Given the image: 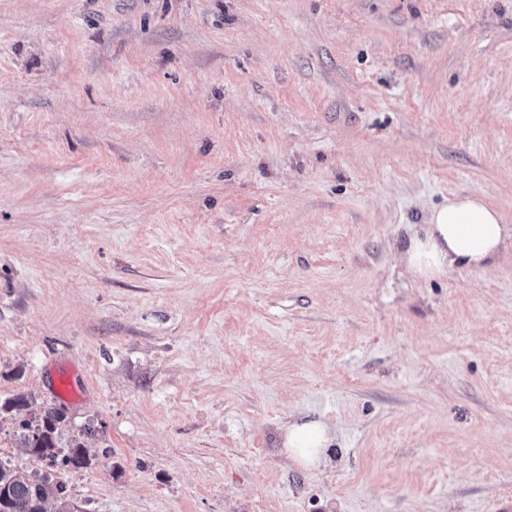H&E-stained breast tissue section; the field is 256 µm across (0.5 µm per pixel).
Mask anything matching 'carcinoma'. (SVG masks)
I'll return each mask as SVG.
<instances>
[{"label":"carcinoma","mask_w":512,"mask_h":512,"mask_svg":"<svg viewBox=\"0 0 512 512\" xmlns=\"http://www.w3.org/2000/svg\"><path fill=\"white\" fill-rule=\"evenodd\" d=\"M65 422L62 409L49 407L35 419H23L19 428L25 448L38 460L60 462L73 469L85 468L89 464L86 449L76 441L67 449L58 446L59 429ZM0 499L4 500L7 512H49L48 504H56L55 512H71L61 484L53 485L48 479L36 478L0 463Z\"/></svg>","instance_id":"1"}]
</instances>
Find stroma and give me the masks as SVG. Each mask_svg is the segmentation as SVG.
Returning a JSON list of instances; mask_svg holds the SVG:
<instances>
[{
    "label": "stroma",
    "mask_w": 512,
    "mask_h": 512,
    "mask_svg": "<svg viewBox=\"0 0 512 512\" xmlns=\"http://www.w3.org/2000/svg\"><path fill=\"white\" fill-rule=\"evenodd\" d=\"M452 195L512 224V0H0V405L75 512H512V249L399 257ZM65 422V414L61 408L49 407L37 419H23L19 428L25 448L37 460L49 459L52 463L65 447H59V429ZM335 440L336 430L322 419L293 416L283 428L282 447L292 462L317 469L326 461L327 450Z\"/></svg>",
    "instance_id": "35a3bbf8"
}]
</instances>
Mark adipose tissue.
Here are the masks:
<instances>
[{"mask_svg": "<svg viewBox=\"0 0 512 512\" xmlns=\"http://www.w3.org/2000/svg\"><path fill=\"white\" fill-rule=\"evenodd\" d=\"M512 244V225L483 196H451L432 209L420 234L413 236L403 259L413 274L432 278L448 269L488 267L506 244ZM336 439L334 427L323 420L295 416L284 427L282 447L292 462L319 468Z\"/></svg>", "mask_w": 512, "mask_h": 512, "instance_id": "1", "label": "adipose tissue"}]
</instances>
